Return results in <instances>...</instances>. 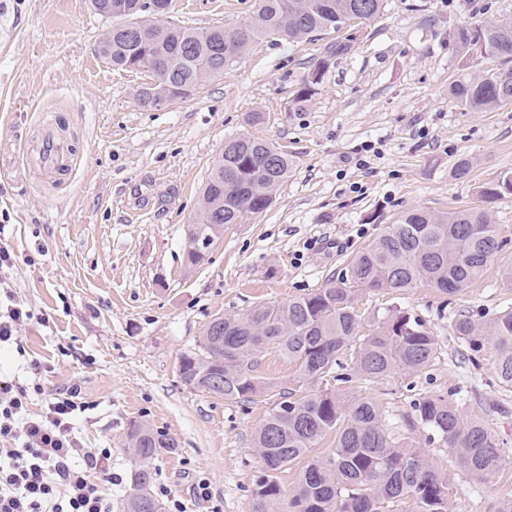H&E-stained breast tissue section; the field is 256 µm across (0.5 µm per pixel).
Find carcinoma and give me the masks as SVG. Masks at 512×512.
I'll return each mask as SVG.
<instances>
[{
	"instance_id": "carcinoma-1",
	"label": "carcinoma",
	"mask_w": 512,
	"mask_h": 512,
	"mask_svg": "<svg viewBox=\"0 0 512 512\" xmlns=\"http://www.w3.org/2000/svg\"><path fill=\"white\" fill-rule=\"evenodd\" d=\"M112 25V45L101 55L112 67L148 74L158 94L138 93V103L159 110L160 94L184 89L179 100L224 76L256 41H319L334 34L294 95L291 111L303 110L317 94L333 61L347 55L353 28L378 17L386 0H254L251 14L234 28H193L151 18L149 0H99ZM456 51L475 50L497 59L501 68L461 75L450 96L470 111L512 103V18L462 26L451 33ZM295 167L288 150L260 137L224 142L202 187L190 232L208 214L212 224H239L261 214ZM512 195V172L477 187L481 202ZM499 247L497 225L485 206L448 213L409 209L349 260L345 272L283 304H257L244 314L224 313V327L207 324L200 349L182 355L181 379L212 397L249 402L278 397L258 426L254 444L262 468L254 479L252 512H393L409 501V512H449L453 487L425 450L396 436L383 408L351 398L359 381L379 382L396 371L423 373L440 355L427 320L392 305L374 317L372 329L356 342L361 315L355 304L366 292L401 294L419 286L455 296L478 281ZM452 334L472 359L491 347L500 383L512 387V309L485 320L458 310ZM277 352L295 368L290 385L257 375L261 357ZM414 421L432 431L479 479L495 476L504 450L479 420L443 393L413 402ZM335 445L316 451L319 440ZM129 446L139 460L133 483L150 498L155 471L151 460L164 447L162 434L143 422L130 425ZM297 465L296 485L283 496L277 474Z\"/></svg>"
}]
</instances>
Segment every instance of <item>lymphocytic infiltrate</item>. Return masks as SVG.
I'll return each instance as SVG.
<instances>
[{
    "instance_id": "f902f5d3",
    "label": "lymphocytic infiltrate",
    "mask_w": 512,
    "mask_h": 512,
    "mask_svg": "<svg viewBox=\"0 0 512 512\" xmlns=\"http://www.w3.org/2000/svg\"><path fill=\"white\" fill-rule=\"evenodd\" d=\"M33 317L0 286V348L19 343ZM36 382L0 373V512H112L102 484L112 480V451L83 447L74 433L78 386L29 409Z\"/></svg>"
}]
</instances>
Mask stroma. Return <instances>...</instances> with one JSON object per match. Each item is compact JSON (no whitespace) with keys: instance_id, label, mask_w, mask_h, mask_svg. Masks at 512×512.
<instances>
[{"instance_id":"obj_1","label":"stroma","mask_w":512,"mask_h":512,"mask_svg":"<svg viewBox=\"0 0 512 512\" xmlns=\"http://www.w3.org/2000/svg\"><path fill=\"white\" fill-rule=\"evenodd\" d=\"M252 8L253 0H171L168 19L232 26ZM510 17L512 0H387L305 111H292L291 100L320 40H259L224 77L147 110L137 101L147 75L114 70L97 54L111 21L91 0H0V214L19 257L9 283L35 315L20 330L21 349L0 350V371L21 377L27 360L41 361L34 413L80 387L75 432L84 447L112 451V512H123L139 466L126 442L135 421L169 442L152 462L163 512H252L262 465L253 433L275 399L197 392L179 377L181 355L197 349L214 316L282 304L339 276L403 211L477 205L478 186L512 169V104L471 112L450 98L460 74L497 66L460 57L450 34ZM252 134L292 152L294 170L269 209L229 225L209 260L187 268L185 226L200 188L225 140ZM48 136L68 146L66 170L41 161ZM461 158L473 162L465 180L452 175ZM491 214L503 247L452 306L425 288L356 304L366 315L406 308L439 341L427 373L399 371L352 393L379 403L399 438L447 473L452 512H498L512 499V388L500 384L492 351L469 361L449 328L454 310L479 317L512 307V285L499 276L512 265V195ZM440 392L503 442L500 474L471 476L412 425L414 400Z\"/></svg>"}]
</instances>
